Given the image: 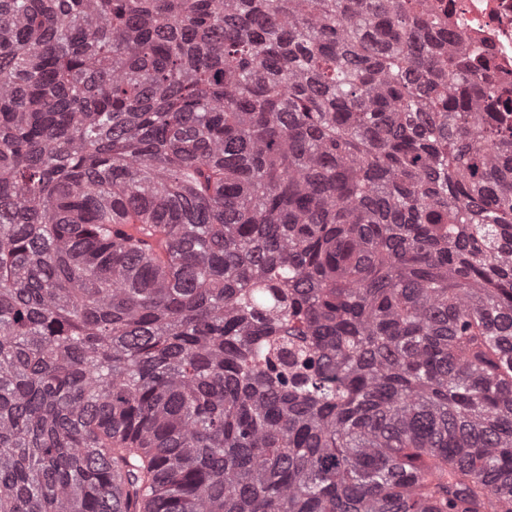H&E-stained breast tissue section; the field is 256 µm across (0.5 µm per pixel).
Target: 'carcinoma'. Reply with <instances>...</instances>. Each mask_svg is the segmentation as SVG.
<instances>
[{
  "label": "carcinoma",
  "mask_w": 512,
  "mask_h": 512,
  "mask_svg": "<svg viewBox=\"0 0 512 512\" xmlns=\"http://www.w3.org/2000/svg\"><path fill=\"white\" fill-rule=\"evenodd\" d=\"M427 0H0V512H512V83Z\"/></svg>",
  "instance_id": "carcinoma-1"
}]
</instances>
